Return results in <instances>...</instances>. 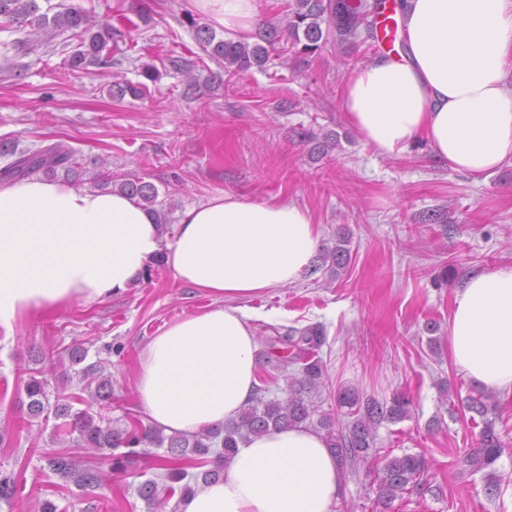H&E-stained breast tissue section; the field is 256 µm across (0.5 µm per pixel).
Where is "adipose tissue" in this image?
I'll use <instances>...</instances> for the list:
<instances>
[{
	"mask_svg": "<svg viewBox=\"0 0 512 512\" xmlns=\"http://www.w3.org/2000/svg\"><path fill=\"white\" fill-rule=\"evenodd\" d=\"M225 33H250L258 0H191ZM401 55L348 79L343 105L368 146L399 157L426 142L456 172L512 159V0H403ZM310 210L222 193L186 207L173 234L119 190L34 175L0 185V326L136 285L155 258L213 303L152 336L137 379L148 423L195 433L237 418L258 385L251 316L235 301L298 282L316 255ZM451 361L474 387L512 397V265L470 275L449 318ZM345 480L322 435L297 425L240 444L224 476L178 512H336Z\"/></svg>",
	"mask_w": 512,
	"mask_h": 512,
	"instance_id": "1",
	"label": "adipose tissue"
}]
</instances>
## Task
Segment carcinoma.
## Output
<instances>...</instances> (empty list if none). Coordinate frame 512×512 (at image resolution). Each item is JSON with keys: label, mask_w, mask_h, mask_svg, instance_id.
<instances>
[{"label": "carcinoma", "mask_w": 512, "mask_h": 512, "mask_svg": "<svg viewBox=\"0 0 512 512\" xmlns=\"http://www.w3.org/2000/svg\"><path fill=\"white\" fill-rule=\"evenodd\" d=\"M378 15L369 11L367 0H291L286 25H269L262 42L249 44L242 41L216 38L206 28L197 30L203 48L208 54L224 62V71L231 76L244 74L254 67H263L269 61V47L282 38L291 42L295 52L315 55L330 44L349 43L365 32L375 38ZM30 25L37 32L51 30L70 31L80 38V48L69 58L71 68L82 69L88 64L102 67L112 65V48L109 27L96 25L88 18L80 5H71L52 16L40 12L37 0H0V32L14 33ZM13 160L0 168V180L15 179L43 174L55 177L63 170L65 177H80L81 166L74 152L63 143H55L39 150L11 151ZM92 179L103 185H113L139 200L148 208L155 209L159 190L144 178L129 173L98 171ZM349 240L342 236L336 242L328 258L336 270L345 269L351 262ZM326 343L324 331L313 326L301 331L293 330L284 336H269L265 340L262 357L267 362L277 360L283 367H291L286 376L284 396L266 398L269 388L257 387L254 398L240 416L229 423L199 433H185L166 437L150 424L135 415H128L122 428L112 426V383L103 379L95 394L86 400L77 393L51 391L50 380L43 370L29 372L24 391L28 399L27 416L40 417L49 406L60 419L56 436L63 442L76 436L77 446L100 451L121 447L135 449L153 446L166 447L165 454L157 456L161 473L159 480L147 479L138 488V495L148 507L159 503V486L171 494L180 492L185 497L192 492L188 472L181 461L192 459L207 467L202 479H216L224 472V458L229 456L238 443L252 434L273 428H288L296 424H316L323 432L328 447L333 450L344 473L363 472L375 488L378 503L387 506L410 489L421 485L426 463L423 457L411 453L381 455L376 448L378 428L384 423H396L411 414V401L395 393L391 398L368 395L357 387L336 389L333 400L336 411L317 414L312 394L329 389L328 376L320 356ZM281 354H276V351ZM55 400H49L50 396ZM87 404L80 409L78 405ZM97 406L95 413L89 408ZM466 408L482 417L483 427L479 446L458 460V465L476 473L489 470L487 486L491 494L498 492L500 483L490 471L502 452V445L495 431V423L488 418L485 397H470ZM319 418H314V415ZM49 470L64 485L73 484L84 491L101 487L105 480L102 470L95 465H80L65 452L47 459ZM16 493L15 479L10 473L0 472V500L10 501Z\"/></svg>", "instance_id": "1"}]
</instances>
